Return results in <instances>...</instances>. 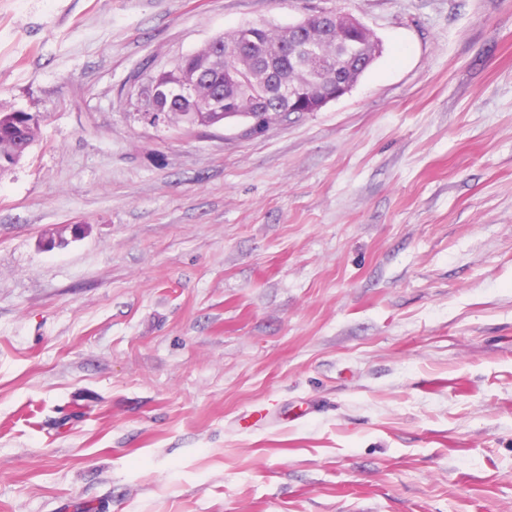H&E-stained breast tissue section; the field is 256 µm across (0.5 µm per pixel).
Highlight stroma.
I'll list each match as a JSON object with an SVG mask.
<instances>
[{"instance_id":"stroma-1","label":"stroma","mask_w":512,"mask_h":512,"mask_svg":"<svg viewBox=\"0 0 512 512\" xmlns=\"http://www.w3.org/2000/svg\"><path fill=\"white\" fill-rule=\"evenodd\" d=\"M351 92L151 125L243 25ZM0 512H512V0H0ZM325 14L326 12H311L305 15V17L300 22L296 23L293 26H290L291 30L296 32L299 35V37L308 36L316 46V51L309 56L307 62V69L310 73L311 78L317 76V72L318 70H320V67L322 65L321 59L319 58L321 50L319 47L317 48V46H320L321 43L316 38L314 30L315 28H317L316 21ZM16 121H24L25 128L23 131L24 138L31 144L36 141L39 120L34 119L32 115L26 114L24 111L15 110L0 104V157L8 156L12 152V142L14 132L12 128Z\"/></svg>"}]
</instances>
